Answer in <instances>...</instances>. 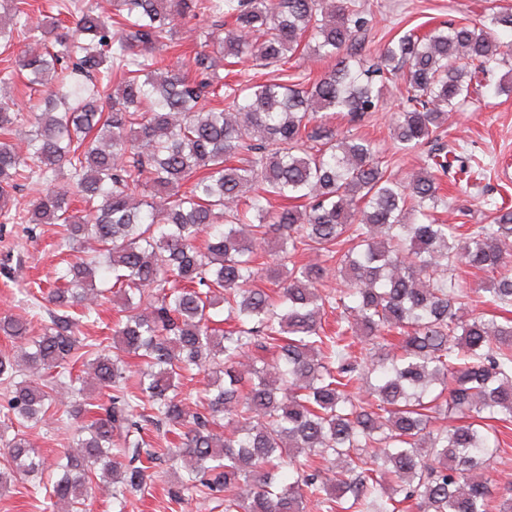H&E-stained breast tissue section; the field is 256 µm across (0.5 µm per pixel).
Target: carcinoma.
Instances as JSON below:
<instances>
[{"instance_id":"carcinoma-1","label":"carcinoma","mask_w":512,"mask_h":512,"mask_svg":"<svg viewBox=\"0 0 512 512\" xmlns=\"http://www.w3.org/2000/svg\"><path fill=\"white\" fill-rule=\"evenodd\" d=\"M5 2L0 46L17 34L37 46L20 68L39 97L26 112L0 99V220L14 219L24 182L45 186L27 222L60 225L58 247L72 260L46 297L40 335L0 314L14 344L0 355V379L12 385L0 426L36 427L62 406L72 448L46 482L26 434L0 433L9 460L0 486L24 477L81 512L102 490L100 471L122 509L124 490L150 478L140 455L157 458L141 436L150 423L181 439L170 453L183 471L172 496L222 498L224 512H307L311 499L325 512H402L407 502L417 512H485L495 480L475 473L495 448L485 422L512 423V317L465 311L457 270L491 273L476 291L512 307V208L491 200L493 223L461 233L434 217L441 177L454 167L468 183L482 177L456 149L399 177L371 141L310 124L377 111L395 78L407 96L392 138L405 150L427 143L488 72H512L499 40L512 33V8L409 30L368 62L353 52L372 25L357 0H109V10L53 0L36 22L27 0ZM218 15L234 27L222 38L196 27L213 47L188 62L200 80L160 71V48L179 26ZM295 56L334 66L308 86L232 87L205 109V96L224 88L216 59L284 66ZM102 73L119 76L108 94L91 81ZM18 125L27 127L20 144L6 138ZM75 194L84 209L72 207ZM272 198L306 205L273 211ZM271 242L284 259L348 245L336 294L321 291L322 265L260 266ZM265 278L281 282L276 296ZM108 293L121 319L107 351L75 329ZM327 304L341 310L333 336ZM358 341L374 350L362 370L352 363ZM271 348L277 357L258 356ZM125 355L142 360L137 374ZM80 360L86 370L75 374ZM20 362L30 375L17 382ZM195 369L208 380L191 411L180 385ZM35 374L67 380L66 390H45ZM94 386L112 390L106 402L91 401Z\"/></svg>"}]
</instances>
